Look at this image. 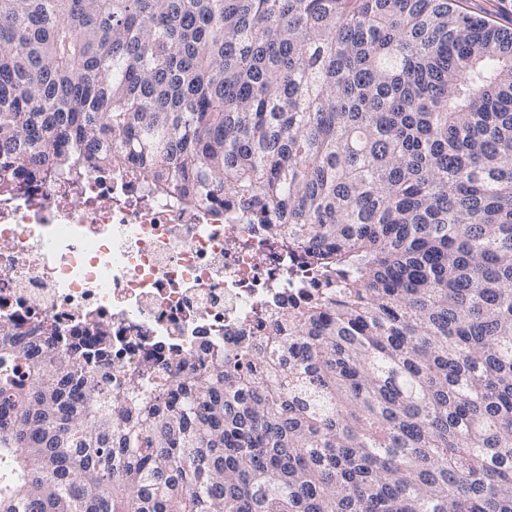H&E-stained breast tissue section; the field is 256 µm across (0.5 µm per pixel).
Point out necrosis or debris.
<instances>
[{
    "label": "necrosis or debris",
    "mask_w": 512,
    "mask_h": 512,
    "mask_svg": "<svg viewBox=\"0 0 512 512\" xmlns=\"http://www.w3.org/2000/svg\"><path fill=\"white\" fill-rule=\"evenodd\" d=\"M286 250L218 207L148 192L111 172L55 176L0 195V317L23 334L112 327L130 371L159 345L233 347L293 292Z\"/></svg>",
    "instance_id": "4bbe7bcc"
}]
</instances>
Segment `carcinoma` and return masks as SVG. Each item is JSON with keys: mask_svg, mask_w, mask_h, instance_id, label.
<instances>
[{"mask_svg": "<svg viewBox=\"0 0 512 512\" xmlns=\"http://www.w3.org/2000/svg\"><path fill=\"white\" fill-rule=\"evenodd\" d=\"M223 206L302 297L232 351L0 320V512H512V30L460 0H0V192Z\"/></svg>", "mask_w": 512, "mask_h": 512, "instance_id": "cac0c4a2", "label": "carcinoma"}]
</instances>
